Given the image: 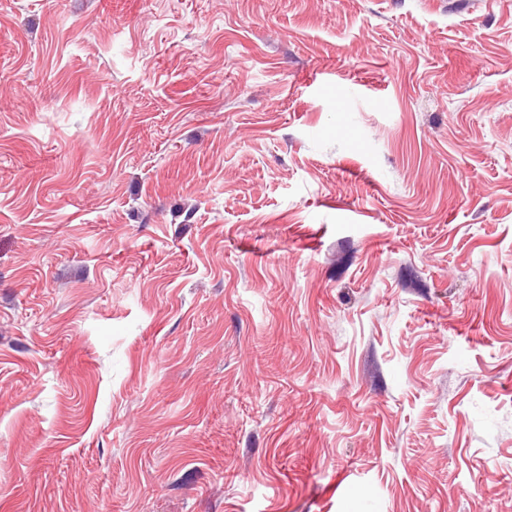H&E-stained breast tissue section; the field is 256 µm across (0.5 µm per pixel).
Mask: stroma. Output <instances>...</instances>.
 <instances>
[{"label": "stroma", "mask_w": 512, "mask_h": 512, "mask_svg": "<svg viewBox=\"0 0 512 512\" xmlns=\"http://www.w3.org/2000/svg\"><path fill=\"white\" fill-rule=\"evenodd\" d=\"M512 0H0V512H512Z\"/></svg>", "instance_id": "1"}]
</instances>
